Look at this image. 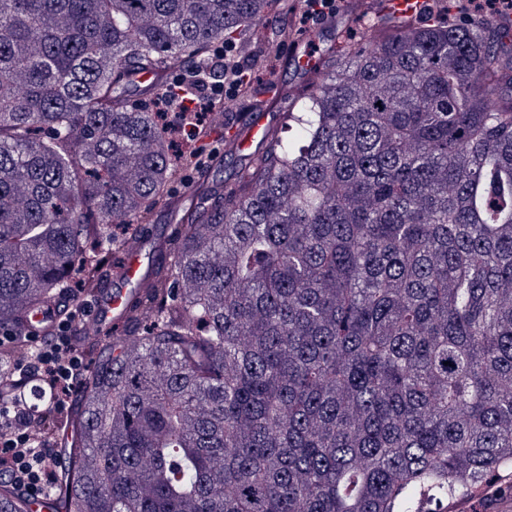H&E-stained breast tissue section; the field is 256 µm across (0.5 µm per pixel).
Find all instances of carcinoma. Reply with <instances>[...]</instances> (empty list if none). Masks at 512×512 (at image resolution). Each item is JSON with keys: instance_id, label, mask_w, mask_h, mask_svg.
<instances>
[{"instance_id": "cac0c4a2", "label": "carcinoma", "mask_w": 512, "mask_h": 512, "mask_svg": "<svg viewBox=\"0 0 512 512\" xmlns=\"http://www.w3.org/2000/svg\"><path fill=\"white\" fill-rule=\"evenodd\" d=\"M302 0H0V356L125 276L154 210L172 243L130 281L59 416L48 512H448L512 469V26L471 0L402 19L349 0L235 177L194 169L158 102L236 45L259 70ZM142 73L152 75L141 83ZM265 101L217 100L209 127ZM0 478V512H30ZM223 136V129L218 130L216 133H212L211 136L213 141L212 146H216L219 149V157L215 160L218 162L217 166L209 171L204 170L201 173L192 172L187 183H182L174 190L176 195L188 196L195 188L202 184L211 186L212 184H216L230 178L234 174L239 165V161L234 156H224V159L222 158L224 148Z\"/></svg>"}]
</instances>
